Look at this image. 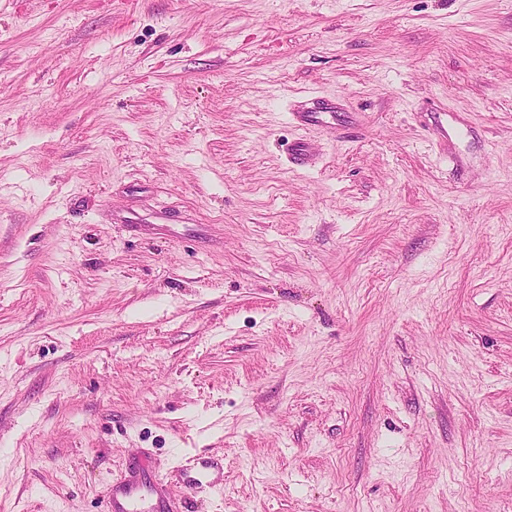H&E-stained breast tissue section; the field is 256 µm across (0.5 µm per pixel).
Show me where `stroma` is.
<instances>
[{
	"label": "stroma",
	"mask_w": 512,
	"mask_h": 512,
	"mask_svg": "<svg viewBox=\"0 0 512 512\" xmlns=\"http://www.w3.org/2000/svg\"><path fill=\"white\" fill-rule=\"evenodd\" d=\"M187 452L196 512H512V0L0 10V512Z\"/></svg>",
	"instance_id": "35a3bbf8"
}]
</instances>
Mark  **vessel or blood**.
I'll list each match as a JSON object with an SVG mask.
<instances>
[{"label":"vessel or blood","mask_w":512,"mask_h":512,"mask_svg":"<svg viewBox=\"0 0 512 512\" xmlns=\"http://www.w3.org/2000/svg\"><path fill=\"white\" fill-rule=\"evenodd\" d=\"M177 471L187 495L172 500L165 482L151 469L128 465L123 480L108 495L107 512H193L199 494L221 489L224 466L218 459L199 454L181 456Z\"/></svg>","instance_id":"obj_1"}]
</instances>
